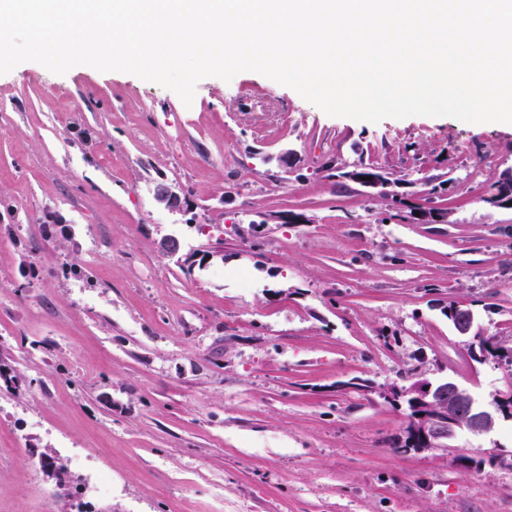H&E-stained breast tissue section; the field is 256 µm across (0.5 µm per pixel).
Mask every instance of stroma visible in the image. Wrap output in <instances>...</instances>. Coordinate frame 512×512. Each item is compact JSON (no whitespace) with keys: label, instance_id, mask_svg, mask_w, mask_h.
I'll list each match as a JSON object with an SVG mask.
<instances>
[{"label":"stroma","instance_id":"35a3bbf8","mask_svg":"<svg viewBox=\"0 0 512 512\" xmlns=\"http://www.w3.org/2000/svg\"><path fill=\"white\" fill-rule=\"evenodd\" d=\"M507 170L512 124L332 117L252 71L189 105L87 65L0 74V512H512L488 461L512 420L397 451L408 410L386 396L410 371L483 406L512 391L445 314L512 343V207L488 201ZM431 205L446 223L417 219ZM155 197L159 204L173 211H187L190 205L188 198L181 197L180 193L168 184L157 185Z\"/></svg>","mask_w":512,"mask_h":512}]
</instances>
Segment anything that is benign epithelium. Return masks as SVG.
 <instances>
[{
	"label": "benign epithelium",
	"instance_id": "1",
	"mask_svg": "<svg viewBox=\"0 0 512 512\" xmlns=\"http://www.w3.org/2000/svg\"><path fill=\"white\" fill-rule=\"evenodd\" d=\"M155 197L169 210L186 211L189 208L188 198L168 184L157 185ZM388 393L416 411L411 417L410 437L411 443L419 449L443 448L445 441L453 438L461 428L477 435L485 434L500 418L497 402H492L488 408H475L467 396L445 378L420 380L403 390L391 386Z\"/></svg>",
	"mask_w": 512,
	"mask_h": 512
}]
</instances>
